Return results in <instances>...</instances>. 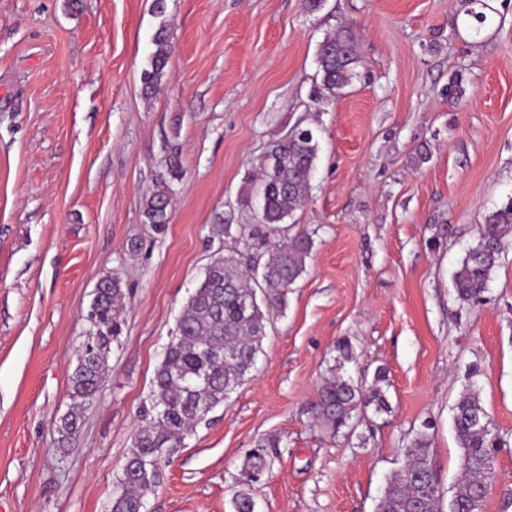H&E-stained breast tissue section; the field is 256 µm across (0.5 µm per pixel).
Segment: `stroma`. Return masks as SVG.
<instances>
[{"label": "stroma", "instance_id": "1", "mask_svg": "<svg viewBox=\"0 0 512 512\" xmlns=\"http://www.w3.org/2000/svg\"><path fill=\"white\" fill-rule=\"evenodd\" d=\"M486 2L494 21L477 30L466 0H166L161 16L153 0H0V512H111L137 409L204 268L217 249L263 257L274 243L212 227L257 223L241 200L296 126L320 146L291 218L314 240L306 272L271 313L252 378L186 438L147 512H233L245 459L272 438L256 512H376L425 423L451 498L452 407L470 385L499 436L486 512H512V236L478 299L452 284L485 213L512 197V0ZM162 24L172 56L147 94ZM344 29L358 76L326 100L317 49ZM172 155L158 234L143 203ZM116 273L122 335L63 445L84 314ZM341 341L355 382L385 369L388 409L333 435L306 409Z\"/></svg>", "mask_w": 512, "mask_h": 512}]
</instances>
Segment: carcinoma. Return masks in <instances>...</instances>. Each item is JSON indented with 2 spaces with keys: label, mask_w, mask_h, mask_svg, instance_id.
<instances>
[{
  "label": "carcinoma",
  "mask_w": 512,
  "mask_h": 512,
  "mask_svg": "<svg viewBox=\"0 0 512 512\" xmlns=\"http://www.w3.org/2000/svg\"><path fill=\"white\" fill-rule=\"evenodd\" d=\"M153 45L149 69L142 76L147 90L156 88L167 75L171 43L165 26L155 32ZM317 62L323 97L336 96L356 77L354 41L340 34L325 38L319 45ZM318 151L312 131L295 127L260 158L258 223L249 229L239 227V236L278 233L282 239L261 264L235 250L215 253L183 307L175 335L157 368L152 393L139 409V425L120 487L112 498V512H145L146 493L163 480L162 461L155 459L156 454L161 452L166 458L176 454L193 428L206 421L208 414L249 377L266 336L267 315L286 307L288 287L305 272L314 247L312 238L303 232L288 236L284 223L307 198ZM167 174L143 207L145 223L158 233L170 223L169 180L179 176L176 160L167 163ZM511 234L512 199L484 216L476 244L454 272L459 300L475 299L488 288L505 239ZM108 282L110 286L94 304L93 336L84 342L69 375L74 401L96 391L108 371L112 343L122 331L129 294L121 276L115 274ZM336 349L339 356L330 367L331 376L308 408L312 420L333 435L343 428H354L359 415L369 408L377 412L387 408L378 386L382 375L376 374L370 386L344 377L342 371L345 363L353 360L352 351L345 343L337 344ZM452 422L461 450V477L452 500L458 512H484L496 477L494 423L478 393L470 388L455 403ZM79 427L80 414L74 406L57 422L60 442L69 440ZM429 429L430 425H424V430L400 449L404 465L388 478L377 512H439L440 483L432 464ZM277 446L275 440L258 444L243 464L239 483L259 481L267 466L266 449Z\"/></svg>",
  "instance_id": "obj_1"
}]
</instances>
